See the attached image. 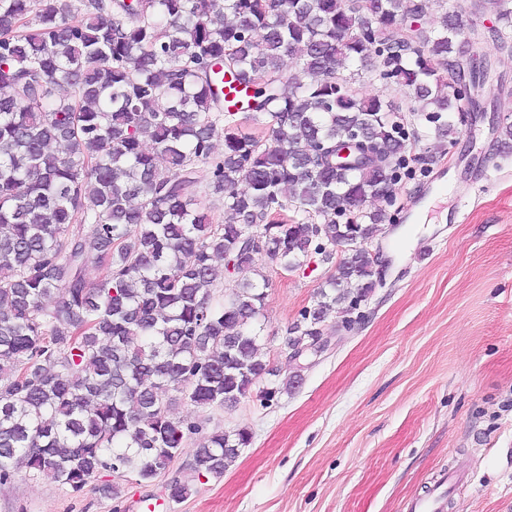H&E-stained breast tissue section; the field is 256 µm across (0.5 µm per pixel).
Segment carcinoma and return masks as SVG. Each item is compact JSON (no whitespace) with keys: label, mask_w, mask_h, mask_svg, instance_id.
<instances>
[{"label":"carcinoma","mask_w":512,"mask_h":512,"mask_svg":"<svg viewBox=\"0 0 512 512\" xmlns=\"http://www.w3.org/2000/svg\"><path fill=\"white\" fill-rule=\"evenodd\" d=\"M492 4L481 31L464 21L485 0H0V486L22 470L74 493L102 473L150 482L192 439L169 500L222 477L249 430L206 433L173 405L233 407L265 376L268 405L301 381L260 352L257 261L292 272L344 246L286 329L297 362L332 309L379 283L353 240L381 231L387 213L365 204L394 193L419 132L355 77L412 95L442 143L466 111L449 76L461 42L512 48V0ZM436 8L431 34L417 22ZM230 81L251 91L245 117ZM354 133L392 164L336 166ZM204 188L224 223L201 209ZM247 228L266 253L246 248ZM245 271L256 278L215 297Z\"/></svg>","instance_id":"carcinoma-1"}]
</instances>
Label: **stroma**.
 I'll return each mask as SVG.
<instances>
[{"label": "stroma", "mask_w": 512, "mask_h": 512, "mask_svg": "<svg viewBox=\"0 0 512 512\" xmlns=\"http://www.w3.org/2000/svg\"><path fill=\"white\" fill-rule=\"evenodd\" d=\"M465 51L492 62L482 111L430 169L413 164L393 202H367L396 217L377 238L390 266L351 317L330 314L328 348L306 368L287 359L285 330L342 254L288 273L260 259L263 352L302 381L267 405L252 395L232 408L177 407L247 428L252 442L168 512H407L432 494L444 512H512V151L496 141L500 122H512V54L489 40ZM433 183L444 193L432 195ZM192 453L183 448L152 482L125 481L117 499L109 473L76 494L22 472L0 488V512H145L187 476Z\"/></svg>", "instance_id": "obj_1"}]
</instances>
